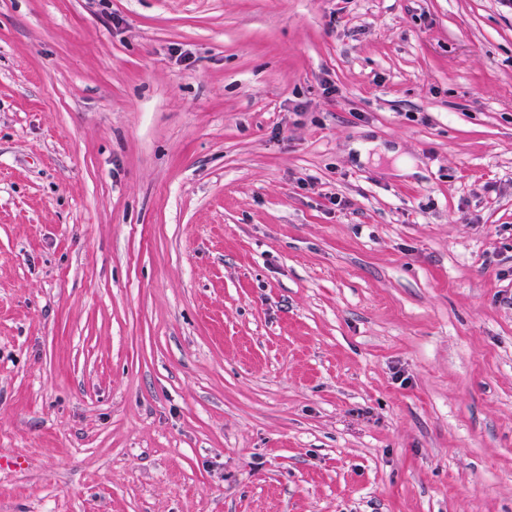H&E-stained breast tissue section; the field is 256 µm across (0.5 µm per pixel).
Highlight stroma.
Returning a JSON list of instances; mask_svg holds the SVG:
<instances>
[{
  "label": "stroma",
  "instance_id": "1",
  "mask_svg": "<svg viewBox=\"0 0 512 512\" xmlns=\"http://www.w3.org/2000/svg\"><path fill=\"white\" fill-rule=\"evenodd\" d=\"M0 512H512V0H0Z\"/></svg>",
  "mask_w": 512,
  "mask_h": 512
}]
</instances>
